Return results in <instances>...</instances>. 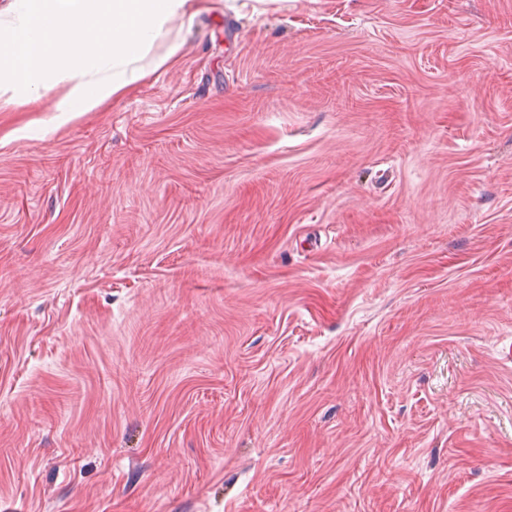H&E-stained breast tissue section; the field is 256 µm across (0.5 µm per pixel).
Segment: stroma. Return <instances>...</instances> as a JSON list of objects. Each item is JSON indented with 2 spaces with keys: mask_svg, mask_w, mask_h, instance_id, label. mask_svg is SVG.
I'll return each mask as SVG.
<instances>
[{
  "mask_svg": "<svg viewBox=\"0 0 512 512\" xmlns=\"http://www.w3.org/2000/svg\"><path fill=\"white\" fill-rule=\"evenodd\" d=\"M142 64L0 109V512H512V0H200Z\"/></svg>",
  "mask_w": 512,
  "mask_h": 512,
  "instance_id": "stroma-1",
  "label": "stroma"
}]
</instances>
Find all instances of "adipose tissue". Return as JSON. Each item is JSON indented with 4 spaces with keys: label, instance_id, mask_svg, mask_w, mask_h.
Here are the masks:
<instances>
[{
    "label": "adipose tissue",
    "instance_id": "obj_1",
    "mask_svg": "<svg viewBox=\"0 0 512 512\" xmlns=\"http://www.w3.org/2000/svg\"><path fill=\"white\" fill-rule=\"evenodd\" d=\"M196 0H0V98L62 87L59 112H91L149 72L141 61Z\"/></svg>",
    "mask_w": 512,
    "mask_h": 512
}]
</instances>
